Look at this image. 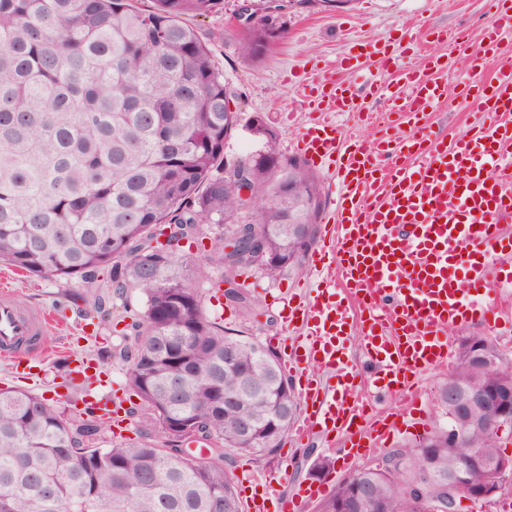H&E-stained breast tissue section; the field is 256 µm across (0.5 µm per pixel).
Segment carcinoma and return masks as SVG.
<instances>
[{
	"mask_svg": "<svg viewBox=\"0 0 512 512\" xmlns=\"http://www.w3.org/2000/svg\"><path fill=\"white\" fill-rule=\"evenodd\" d=\"M152 2L0 0V264L73 284L68 297L84 320L111 316L132 291L143 296V311L104 355L139 399L131 415L169 440L116 443L109 417L0 388V512H29L42 493L44 512H242L223 459L271 460L299 410L276 353L205 314L199 274L222 271L216 286L228 285L227 304L250 313L254 298L233 289L237 278L260 255L271 279L299 264L318 237L308 206L321 201L320 181L306 161L275 150L263 121L254 136L266 149L226 171L230 86L185 22L215 13L221 0ZM268 36L255 23L242 54L260 59ZM282 173L304 185L305 197L276 194ZM291 208L311 225L306 243L281 223ZM204 224L211 246L197 263L179 247L198 241ZM230 343L238 357L226 364ZM471 345L497 365L476 369ZM450 381L511 389L512 359L491 338L467 336L438 394ZM186 425V441L209 447V460L179 455L183 440L173 433ZM247 425L252 445L241 438ZM505 425L512 420L491 405L453 415L386 451L395 471L361 468L341 479L317 512H336L358 481L376 496L372 512H423L406 486L425 470L454 471L466 490L488 483L484 461L503 455ZM450 430L459 432L452 447Z\"/></svg>",
	"mask_w": 512,
	"mask_h": 512,
	"instance_id": "carcinoma-1",
	"label": "carcinoma"
}]
</instances>
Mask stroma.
Masks as SVG:
<instances>
[{
  "label": "stroma",
  "instance_id": "35a3bbf8",
  "mask_svg": "<svg viewBox=\"0 0 512 512\" xmlns=\"http://www.w3.org/2000/svg\"><path fill=\"white\" fill-rule=\"evenodd\" d=\"M488 0H355L348 9H333L318 0H297L289 9L272 14L279 32L274 46L260 60L244 58L239 50L242 0H223L217 13L192 19L191 24L209 43L227 78L238 112L240 125L228 139V157H240L264 150L262 141L250 135L247 127L254 116H262L277 133L276 150L286 156H299L298 141L312 114L306 108V82L314 69L338 63L346 50L363 52L372 45H391L398 63L406 69L423 66L427 56H436L441 69L436 79L448 88V96L427 116V130L444 141H452L479 120V113L460 106L456 94L468 80L459 59L454 36L462 30L479 36L494 15ZM316 275L310 260L278 278L270 279L260 269L240 276L242 288L257 300L251 314L217 302L214 290L206 288L203 306L206 314L222 319L226 328L268 341L275 336L295 338L282 318V306L289 297L309 298ZM12 291L21 307H43L61 313L59 323L45 332L42 341L49 357L39 366V378L32 390L50 403L71 410L82 409V393L77 388L58 385V369L69 354H82L92 348L91 339L82 338L81 323L72 314L67 299L68 286L47 278L29 277L0 266V287ZM445 367L425 371L419 376L422 411L418 425L395 432L390 447H398L429 432L436 420L437 388ZM284 441L270 462H257L248 455L224 460L234 481L247 476L272 480L275 490L290 495L298 485L326 480L336 484L348 471L337 464L335 447L312 439L300 451H292ZM332 458L331 470L318 472L313 464L318 457Z\"/></svg>",
  "mask_w": 512,
  "mask_h": 512
}]
</instances>
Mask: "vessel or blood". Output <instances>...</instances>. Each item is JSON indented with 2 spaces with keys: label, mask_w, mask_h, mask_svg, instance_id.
<instances>
[{
  "label": "vessel or blood",
  "mask_w": 512,
  "mask_h": 512,
  "mask_svg": "<svg viewBox=\"0 0 512 512\" xmlns=\"http://www.w3.org/2000/svg\"><path fill=\"white\" fill-rule=\"evenodd\" d=\"M454 40L472 76L462 103L489 120L450 143L386 132L368 145L344 144L334 117L357 111L361 89L332 73L310 85L315 118L299 148L315 166L338 160L341 192L327 230L332 259L319 268L322 287L283 306L285 324L300 332L285 356L304 404L292 440L304 445L315 434L342 435L346 466L385 445L398 426L415 425L416 377L450 363L448 330L475 319L497 322L506 305L502 291L512 288V237L501 228L512 218V63L482 80L487 54L499 49L500 25L485 30L477 49L468 33ZM437 66L430 60L402 72L399 90L381 83L377 94L388 97L392 113L418 120L445 94L432 76ZM353 320L372 365L374 396L402 397L391 416L368 417L352 384L329 378L344 366L341 337ZM51 322V314L1 297L0 357L32 371L42 358L34 338ZM94 405L109 414L115 433L128 427L122 401ZM325 493V483L311 482L288 497L265 488L247 501L251 512H298Z\"/></svg>",
  "instance_id": "1"
}]
</instances>
